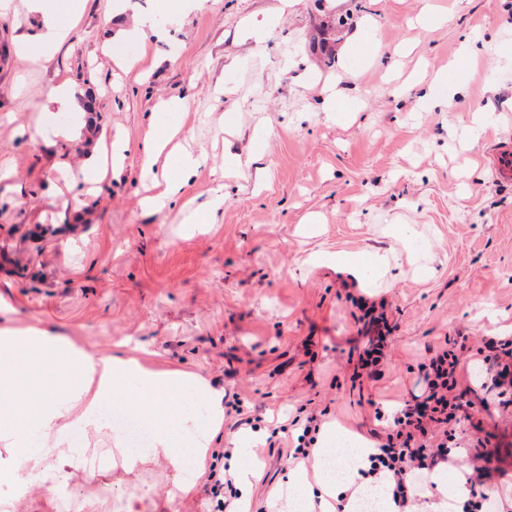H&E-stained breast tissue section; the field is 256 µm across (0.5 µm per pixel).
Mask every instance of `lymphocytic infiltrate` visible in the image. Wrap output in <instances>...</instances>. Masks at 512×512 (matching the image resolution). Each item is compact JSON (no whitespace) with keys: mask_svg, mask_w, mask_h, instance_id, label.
I'll list each match as a JSON object with an SVG mask.
<instances>
[{"mask_svg":"<svg viewBox=\"0 0 512 512\" xmlns=\"http://www.w3.org/2000/svg\"><path fill=\"white\" fill-rule=\"evenodd\" d=\"M483 362L490 377V389L499 399L512 393L506 380L512 376V336L492 338ZM466 348L462 336H449L443 346L424 363L422 394L413 396L393 415L385 437L370 455L368 473L388 481L397 507H405L414 486L412 472H429L446 462L456 431L471 420L474 406L468 389L458 378L461 354Z\"/></svg>","mask_w":512,"mask_h":512,"instance_id":"obj_1","label":"lymphocytic infiltrate"}]
</instances>
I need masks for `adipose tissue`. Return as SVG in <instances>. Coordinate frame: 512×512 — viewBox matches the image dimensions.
<instances>
[{
  "label": "adipose tissue",
  "instance_id": "adipose-tissue-1",
  "mask_svg": "<svg viewBox=\"0 0 512 512\" xmlns=\"http://www.w3.org/2000/svg\"><path fill=\"white\" fill-rule=\"evenodd\" d=\"M28 8L38 28L20 42V52L36 45L52 53L68 37L70 23L55 0H28ZM114 402L151 429V455L164 457L178 474L184 453H191L198 476H205L210 445L224 424L223 390L190 371L96 354L46 329L0 328V487L14 500L36 486L59 490L64 477L53 459L85 470L88 436L108 429L101 409ZM370 453L351 449L342 459V480L320 471L315 493L292 477L297 497L284 501L283 512H294L303 500L319 512H334L331 501L341 483L361 481Z\"/></svg>",
  "mask_w": 512,
  "mask_h": 512
}]
</instances>
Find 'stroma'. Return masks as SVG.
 <instances>
[{
    "label": "stroma",
    "instance_id": "obj_1",
    "mask_svg": "<svg viewBox=\"0 0 512 512\" xmlns=\"http://www.w3.org/2000/svg\"><path fill=\"white\" fill-rule=\"evenodd\" d=\"M427 3L439 20L425 27ZM147 13L161 41L116 39ZM35 24L25 0L0 9V327H44L240 397L259 430L227 414L213 447L258 472L242 491L255 512H279L272 489L289 474L317 480L315 463L282 456L271 424L303 407L372 441L421 394L420 365L445 337L467 339L466 387L487 338L512 336V181L488 158L512 138V0H84L69 39L37 65L18 52ZM469 46L471 65L460 60ZM121 59L137 61L139 81ZM64 78L96 95L94 112L57 116L80 129L77 142L35 132L46 115L32 104ZM170 98L188 109L164 124L155 107ZM117 138L120 170L74 212L67 169ZM156 138L169 165L201 158L184 197L222 196L213 221L190 222L178 202L143 207L154 189L141 147ZM376 251L393 255L387 275ZM315 253L358 261L366 287L309 262ZM372 302L384 303L391 339L376 372L358 377L361 306ZM472 415L458 431L469 449L417 481L457 484L459 463L485 466L496 512H512V406L493 399ZM126 446L106 430L87 450L103 464L97 479L60 465L67 492L35 488L15 512H125L132 494L144 512H215L201 489L168 497L163 459L124 471ZM408 509L456 512L434 489Z\"/></svg>",
    "mask_w": 512,
    "mask_h": 512
}]
</instances>
